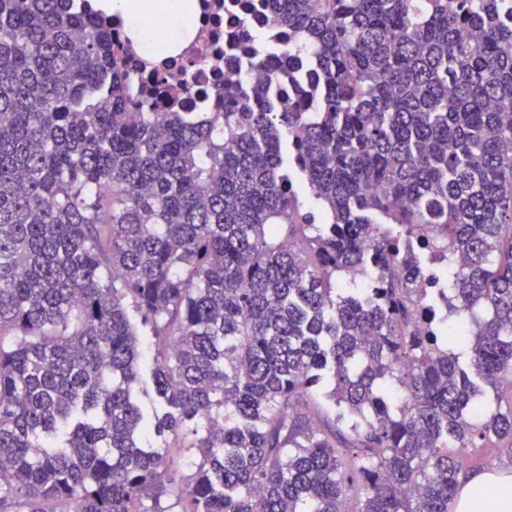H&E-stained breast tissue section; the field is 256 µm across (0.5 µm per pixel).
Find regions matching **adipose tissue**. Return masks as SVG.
Listing matches in <instances>:
<instances>
[{
  "label": "adipose tissue",
  "mask_w": 512,
  "mask_h": 512,
  "mask_svg": "<svg viewBox=\"0 0 512 512\" xmlns=\"http://www.w3.org/2000/svg\"><path fill=\"white\" fill-rule=\"evenodd\" d=\"M96 9L121 17L128 36L146 53L180 50L196 25L188 0H93ZM455 512H512V474L482 472L462 485Z\"/></svg>",
  "instance_id": "adipose-tissue-1"
}]
</instances>
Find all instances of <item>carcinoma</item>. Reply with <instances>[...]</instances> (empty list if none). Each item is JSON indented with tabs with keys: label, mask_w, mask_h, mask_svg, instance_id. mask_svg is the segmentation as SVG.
Masks as SVG:
<instances>
[{
	"label": "carcinoma",
	"mask_w": 512,
	"mask_h": 512,
	"mask_svg": "<svg viewBox=\"0 0 512 512\" xmlns=\"http://www.w3.org/2000/svg\"><path fill=\"white\" fill-rule=\"evenodd\" d=\"M506 1L267 0L288 96L160 115L106 16L0 0V512H448L512 441ZM290 176L295 183V187L298 193L300 204L304 211L311 212L316 217L315 224H322L321 222V211L323 210L319 203L309 194L305 188L304 176L295 168L290 172Z\"/></svg>",
	"instance_id": "1"
}]
</instances>
